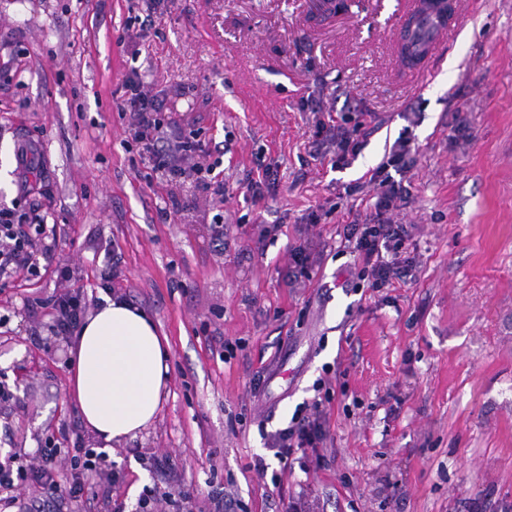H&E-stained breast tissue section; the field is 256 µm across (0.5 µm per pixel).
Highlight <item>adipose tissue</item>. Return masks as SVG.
<instances>
[{"label": "adipose tissue", "mask_w": 512, "mask_h": 512, "mask_svg": "<svg viewBox=\"0 0 512 512\" xmlns=\"http://www.w3.org/2000/svg\"><path fill=\"white\" fill-rule=\"evenodd\" d=\"M73 349L69 391L85 429L108 446L146 429L158 412L169 365L168 346L145 313L105 298Z\"/></svg>", "instance_id": "adipose-tissue-1"}]
</instances>
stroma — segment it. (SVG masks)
<instances>
[{
	"instance_id": "stroma-1",
	"label": "stroma",
	"mask_w": 512,
	"mask_h": 512,
	"mask_svg": "<svg viewBox=\"0 0 512 512\" xmlns=\"http://www.w3.org/2000/svg\"><path fill=\"white\" fill-rule=\"evenodd\" d=\"M457 4L447 57L416 77L398 56L410 0H165L145 33L127 0H0V206L43 216L53 254L38 274L0 277V381L14 394L0 460L47 438L98 448L48 302L78 289L91 312L115 286L167 338L168 389L146 430L106 449L104 472L122 480L62 512H136L147 487L162 512L212 490L241 512H512V0ZM134 69L220 162L225 196L167 182L129 142L115 100ZM314 110L365 113L350 167L313 148ZM403 132L417 163L396 220L416 279L378 293L340 232L370 204L359 178ZM259 156L279 186L255 205ZM315 209L320 223H302ZM303 242L317 260L291 283L288 250ZM227 339L242 342L230 358ZM327 372L325 446L282 466L266 437Z\"/></svg>"
}]
</instances>
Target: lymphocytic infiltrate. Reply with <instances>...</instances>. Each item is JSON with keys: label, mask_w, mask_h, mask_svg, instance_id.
Instances as JSON below:
<instances>
[{"label": "lymphocytic infiltrate", "mask_w": 512, "mask_h": 512, "mask_svg": "<svg viewBox=\"0 0 512 512\" xmlns=\"http://www.w3.org/2000/svg\"><path fill=\"white\" fill-rule=\"evenodd\" d=\"M122 95L117 100L119 111L132 115L129 129L131 139L140 145L154 170L166 171L175 177L190 176L204 190L223 193V184L215 183L214 165L194 161L197 150L186 136L170 137L171 120L165 119L159 106L149 95L141 74L131 71L122 84ZM361 122L351 114L316 118L317 131L333 129L331 144L334 148L333 167L347 165L350 156L356 155L358 143L354 135L361 129ZM412 140L400 134L384 160L372 170L368 179L374 191L375 202L369 215L353 214L343 227L346 241L361 265L360 276L373 291L389 287L393 280L410 276L415 259L408 255L407 225L393 222L391 215L407 205L410 192L406 175L413 165ZM44 225H31L28 213L15 207H0V268L27 267ZM321 399L302 403L294 412L287 427L272 435L269 446L280 462H288L294 454L323 447L326 440L322 418ZM60 453L53 443H46L39 456L17 464L0 462V487L11 488L14 482L32 479L47 489H54L53 473ZM103 457L94 449L73 446L71 465L73 482L68 494L83 497L101 470Z\"/></svg>", "instance_id": "lymphocytic-infiltrate-1"}]
</instances>
